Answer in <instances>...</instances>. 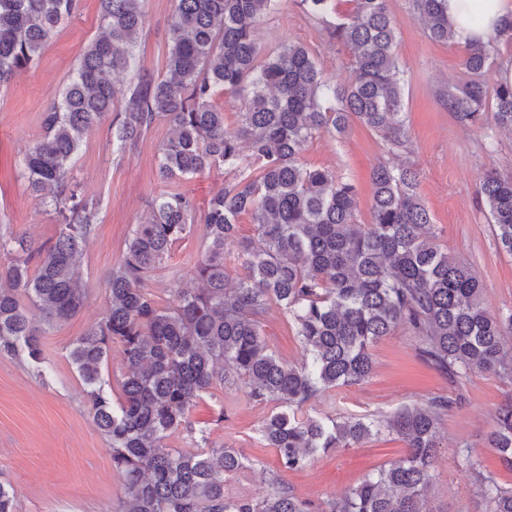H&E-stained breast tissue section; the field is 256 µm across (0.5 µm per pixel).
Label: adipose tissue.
I'll return each instance as SVG.
<instances>
[{
    "label": "adipose tissue",
    "mask_w": 512,
    "mask_h": 512,
    "mask_svg": "<svg viewBox=\"0 0 512 512\" xmlns=\"http://www.w3.org/2000/svg\"><path fill=\"white\" fill-rule=\"evenodd\" d=\"M510 13L512 0H448L451 33L461 44L485 41Z\"/></svg>",
    "instance_id": "1"
}]
</instances>
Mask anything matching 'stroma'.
Returning a JSON list of instances; mask_svg holds the SVG:
<instances>
[{"label":"stroma","mask_w":512,"mask_h":512,"mask_svg":"<svg viewBox=\"0 0 512 512\" xmlns=\"http://www.w3.org/2000/svg\"><path fill=\"white\" fill-rule=\"evenodd\" d=\"M388 4L397 20L396 52L403 66L405 147L389 149L379 134L354 122L343 136L310 140L302 160L357 185V215L363 224L371 221L373 167L383 161L409 163L419 173L418 193L432 217L436 243L478 277L488 311L512 310V255L496 244L479 194L488 171L512 175V131L497 128L489 118L465 125L449 112L444 94L468 79L462 66L466 45L430 41L408 0ZM175 5V0L144 4L136 54L140 68L156 76L164 72ZM99 32L100 0H80L78 12L57 29L34 64L0 89V235L23 237L44 248L56 241L55 216L15 162L42 138L46 106L58 97L81 51ZM259 42L266 49L289 42L306 46L331 82L350 75L351 50L331 40L324 24L304 16L294 0H280L277 12L262 25ZM170 133L169 124L158 123L136 147L120 153L113 150L104 122L75 157L81 193L100 204L82 267L89 298L81 311L44 336L46 377H38L27 357L0 355V481L13 487L17 512H115L119 506L122 479L112 466L106 438L93 422L68 348L104 314L106 279L148 201L163 188L158 147ZM262 330L273 353L290 364L302 362L296 326L277 303H270ZM370 352L373 371L366 381L319 394L307 403L305 413L339 421L381 420L434 396L452 397L455 405L439 428L427 491L431 512H483L476 489L482 474L512 487V467L489 444L498 410L512 403V377L475 372L464 384H453L421 356L418 340L403 327L375 342ZM272 410V405L250 400L241 385L217 387L191 408V419L196 427L206 428L210 447L235 449L252 466L230 484V492L263 497L272 474L279 472L276 451L260 432ZM464 448L471 455L467 464L460 457ZM405 454L404 441L384 430L355 447L321 453L308 467L284 478L298 497L318 503Z\"/></svg>","instance_id":"obj_1"}]
</instances>
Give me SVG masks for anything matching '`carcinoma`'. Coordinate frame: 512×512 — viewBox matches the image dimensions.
Wrapping results in <instances>:
<instances>
[{"mask_svg":"<svg viewBox=\"0 0 512 512\" xmlns=\"http://www.w3.org/2000/svg\"><path fill=\"white\" fill-rule=\"evenodd\" d=\"M143 2L101 0V34L81 53L60 98L46 107L44 136L20 160L22 175L33 191L47 192L45 203L61 224L46 250L0 237V259L7 260L0 264V355L25 352L43 363L42 332L86 302L80 269L98 203L78 193L71 171L90 131L110 121L112 146L122 152L165 121L173 130L159 147L165 190L152 199L148 218L135 225L110 272L103 319L68 351L123 481L120 512H430L426 492L438 429L456 400L431 397L377 421L302 413L317 394L366 380L370 345L402 324L427 362L458 385L475 370L512 376V364L503 361L512 311L490 313L469 267L431 241L413 167H373L372 221L361 224L356 184L301 162L309 140L341 136L353 118L392 148L405 142L397 20L388 0H352L349 12L335 9L334 0H295L353 51L352 72L342 84L325 80L301 44L261 50L258 27L280 0H176L166 74L145 78L136 57ZM411 5L431 40L452 38L446 0ZM79 6L80 0H0L1 88L34 62ZM503 38L512 40L511 15L464 58L469 79L448 92V110L459 121L474 125L490 112L498 127L512 131V84L491 87L485 77ZM125 72L135 80L117 85L112 76ZM224 94L245 101L233 131L215 104ZM212 168L233 172L234 181L201 210L177 181ZM479 193L499 246L512 254V175L485 174ZM199 213L206 248L189 271L198 287L176 288L173 301L162 305L146 282L191 235ZM243 216L257 240L237 238ZM229 241L236 243L233 252L225 249ZM237 268L244 274L234 279L230 270ZM272 301L296 325L306 353L300 366L268 349L262 317ZM33 308L41 329L30 316ZM114 342L124 356L116 405L101 380ZM217 382H240L252 400L279 405L261 433L285 472L383 429L399 435L408 454L319 505L298 498L279 474L259 500L229 496L225 478L245 468L236 451L165 444L182 431L207 442L189 413ZM492 443L512 465V406L498 412ZM477 493L486 512H512V489L492 476L478 478ZM0 512H16L14 489L1 482Z\"/></svg>","mask_w":512,"mask_h":512,"instance_id":"1","label":"carcinoma"}]
</instances>
